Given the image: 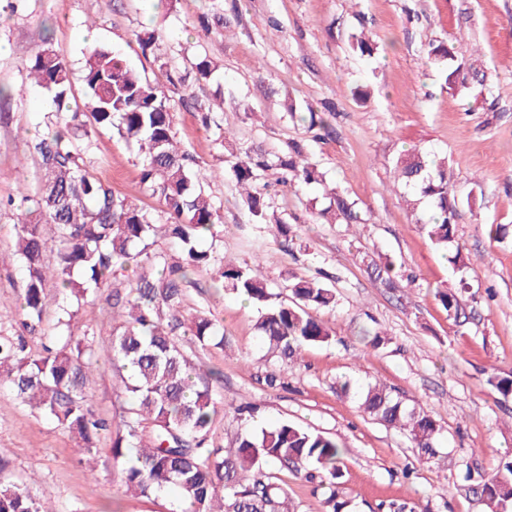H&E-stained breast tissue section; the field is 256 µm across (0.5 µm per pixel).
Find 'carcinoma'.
Segmentation results:
<instances>
[{
	"instance_id": "carcinoma-1",
	"label": "carcinoma",
	"mask_w": 512,
	"mask_h": 512,
	"mask_svg": "<svg viewBox=\"0 0 512 512\" xmlns=\"http://www.w3.org/2000/svg\"><path fill=\"white\" fill-rule=\"evenodd\" d=\"M351 49L368 58L377 46L351 35ZM424 59L442 67L445 83H458L452 66L454 48L431 42ZM34 83L54 93L58 110L66 106L69 68L50 46L25 60ZM166 84L138 76L118 55L106 49L89 51L82 80L90 100V116L99 127L115 128L144 154L140 181L162 199L169 223H154L151 214L96 178L82 153L90 147V131L83 135L69 125L34 138L30 153L42 170L33 194L21 196V218L13 255L25 270L20 294L24 327H38L49 306L46 292L52 280L59 291L55 330L50 344L33 353L25 336H0V382L45 419L69 432L84 464L91 465L99 435L112 430V458L120 464L126 492L149 496L174 491L187 512H290L288 490L276 472L289 467L309 469V477L329 489L326 507L339 512L338 500L343 448L336 439L284 420L260 430L237 434L230 448L210 447L219 405L233 411L242 425L255 421L257 407L221 401L205 373L185 351L183 342L200 347L224 345L220 326L206 310L185 314V287L192 270H209L226 290L241 296L260 312L258 330L267 352L281 362L295 361L309 345L326 343L331 333L311 311L334 308L336 289L313 279L288 284V295L274 292L251 266L224 260L199 242L218 236L220 209L205 194V174L174 142L171 95L182 76L165 72ZM289 116L307 130L324 127L311 107L291 103ZM305 148L292 142L280 150L261 145L245 150L231 166L242 201L255 224L269 221L270 201L250 185L272 172L283 187L324 182L323 174L305 160ZM397 182L428 200L433 212L424 223L432 242L448 250L456 210L452 174L445 161L414 147L395 162ZM327 207L317 218L328 224H361L356 204L338 188L326 190ZM52 227V234L45 226ZM177 241L182 258L169 262L151 252L159 230ZM55 254V264L46 254ZM137 272L126 292L111 294V308L121 322H112L109 359L118 380V393L127 406L107 421L87 405L94 352L88 333L78 326L80 306L109 287L118 270ZM396 269L385 255L375 264L381 281L392 284ZM365 413L387 427L406 434L418 460L438 455L442 426L426 411L408 406L386 386L375 383L360 393ZM504 473L480 480L474 493L489 512H512V462ZM0 512H54L29 489L0 480Z\"/></svg>"
}]
</instances>
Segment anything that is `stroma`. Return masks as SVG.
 <instances>
[{"instance_id":"stroma-1","label":"stroma","mask_w":512,"mask_h":512,"mask_svg":"<svg viewBox=\"0 0 512 512\" xmlns=\"http://www.w3.org/2000/svg\"><path fill=\"white\" fill-rule=\"evenodd\" d=\"M220 11L229 28L204 38L195 21ZM377 43L373 59L354 54L351 31ZM155 33L157 54L138 37ZM433 39L453 43L458 64L485 74L484 84L448 88L422 63ZM71 72L70 106L86 112L82 70L91 48L120 55L154 83L167 69L187 73L181 92L210 104V126L197 112L174 107L181 149L211 177L204 191L223 216L216 254L258 268L274 291L297 279L331 281L338 303L315 316L329 342L306 347L297 362L271 359L260 342L258 310L232 293H215L210 273L192 274L185 310H210L224 328L223 348L185 349L223 398L262 407L261 425L282 420L333 437L344 449L341 489L350 512H485L466 473L492 478L512 461V397L490 375L512 376V0H0V336L17 335L23 272L10 255L16 234L11 198L34 192L40 179L28 144L54 130L53 95L27 77L22 60L44 43ZM214 67L209 81L190 72L196 58ZM270 74L260 82L259 73ZM370 88L366 103L353 97ZM322 111L328 136L315 139L288 115L289 102ZM305 143L307 160L325 173V186L281 192L276 219L292 242L253 224L224 167L247 146ZM420 146L447 158L458 200L454 242L462 268L449 264L422 231L428 204L411 207V192L396 186L393 161ZM84 160L115 194L136 199L165 223L166 208L139 181L141 156L116 130L98 129ZM340 186L354 200L362 224L312 221L324 189ZM502 224L503 236L488 227ZM400 265L397 288L371 274L379 256ZM457 292L449 314L437 293ZM105 297L81 306L78 319L94 335L96 365L86 387L103 418L119 411L107 357L111 326ZM379 331L375 348L364 331ZM276 374L278 386L265 382ZM353 389L341 392L343 380ZM380 382L407 404L420 405L443 427L439 454L418 462L407 436L370 418L358 388ZM112 436L102 433L93 466L80 464L75 439L0 386V478L26 485L56 512H176L174 492L126 494L112 462ZM294 512H325L321 492L305 471L280 474Z\"/></svg>"}]
</instances>
